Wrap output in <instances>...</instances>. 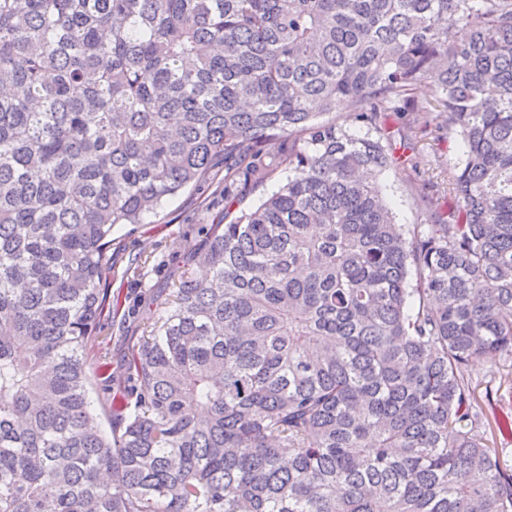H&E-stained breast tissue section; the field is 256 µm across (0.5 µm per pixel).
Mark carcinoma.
I'll return each instance as SVG.
<instances>
[{
	"label": "carcinoma",
	"mask_w": 512,
	"mask_h": 512,
	"mask_svg": "<svg viewBox=\"0 0 512 512\" xmlns=\"http://www.w3.org/2000/svg\"><path fill=\"white\" fill-rule=\"evenodd\" d=\"M429 78L465 152L425 230L378 178ZM272 145L292 176L233 215ZM221 166L109 437L112 228ZM502 355L512 0H0V512H512L463 377Z\"/></svg>",
	"instance_id": "carcinoma-1"
}]
</instances>
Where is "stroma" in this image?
<instances>
[{
  "instance_id": "1",
  "label": "stroma",
  "mask_w": 512,
  "mask_h": 512,
  "mask_svg": "<svg viewBox=\"0 0 512 512\" xmlns=\"http://www.w3.org/2000/svg\"><path fill=\"white\" fill-rule=\"evenodd\" d=\"M408 114L390 118L394 161L380 178L383 195L399 224L429 226L431 220L423 199L430 181L445 182L447 168L464 152L462 140L443 128L442 118L418 136L415 149H408L401 131ZM416 156L428 168V175L413 176L409 157ZM224 212V186L203 182L169 199L158 214L144 217L139 224H120L112 231L111 300L114 314L106 318L101 342L95 353L106 355L109 369L100 375L90 393L94 410L110 402L123 379V364L132 341L145 324L157 316L153 293L176 280L189 247L202 243L213 218ZM489 422L495 423V447L512 463V356H501L472 365L465 373Z\"/></svg>"
}]
</instances>
